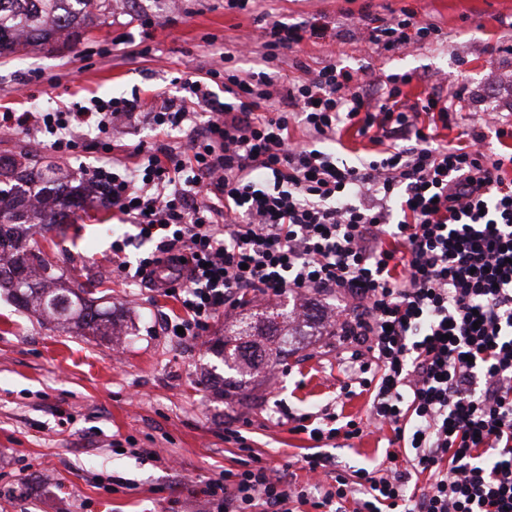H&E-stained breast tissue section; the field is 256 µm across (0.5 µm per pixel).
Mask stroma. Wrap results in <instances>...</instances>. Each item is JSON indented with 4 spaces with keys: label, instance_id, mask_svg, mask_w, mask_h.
I'll return each mask as SVG.
<instances>
[{
    "label": "stroma",
    "instance_id": "35a3bbf8",
    "mask_svg": "<svg viewBox=\"0 0 512 512\" xmlns=\"http://www.w3.org/2000/svg\"><path fill=\"white\" fill-rule=\"evenodd\" d=\"M403 6L441 26L443 40L383 54L347 39L336 47L337 64L363 68L374 81L411 73L409 99L438 84L463 91V117L493 108L512 123V96L501 89L512 78V0H257L250 14L225 0H126L110 25L89 29L73 47L0 58V113L54 112L135 90L174 94L180 73L205 74L238 37L258 39V15L288 23L320 17L343 31L351 15L385 17ZM144 17L154 22L146 54ZM207 34L215 44L204 42ZM34 68L47 84L22 87ZM133 231L93 202L76 223L36 235L44 257L71 281L94 282L101 305L114 307L132 335L109 342L49 329L0 290V512H204L197 489L245 456L224 439L234 417L250 416L248 444L275 477L304 484L310 441L290 432L288 416L366 413L364 396L338 397L330 338L309 327L287 337L289 355L276 375L262 368L222 385L224 366L207 344L165 335L164 317L179 311L173 297L105 278L113 239ZM389 436L377 431L345 447L331 440L325 450L340 465L370 468Z\"/></svg>",
    "mask_w": 512,
    "mask_h": 512
}]
</instances>
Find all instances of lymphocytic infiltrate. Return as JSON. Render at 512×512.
Returning a JSON list of instances; mask_svg holds the SVG:
<instances>
[{
	"instance_id": "obj_1",
	"label": "lymphocytic infiltrate",
	"mask_w": 512,
	"mask_h": 512,
	"mask_svg": "<svg viewBox=\"0 0 512 512\" xmlns=\"http://www.w3.org/2000/svg\"><path fill=\"white\" fill-rule=\"evenodd\" d=\"M261 29V67L240 71L228 50L224 71L181 77L184 97L151 112L156 139L135 146L133 166H119L109 139L144 108L136 94L4 112L0 127L46 133L71 159L88 135H105L84 175L137 229L112 242L116 275L179 303L166 335L197 340L251 296L344 298L328 321L339 391L368 394L367 420L390 426L386 466L334 469L309 452L302 468L315 483L292 487L254 455L205 482L206 512H512V126L490 111L461 127L456 93L403 100L409 73L373 83L299 61L300 78L284 77V53L325 43L330 27L267 19ZM353 31L382 52L443 37L406 7L361 14ZM219 77L221 102L208 86ZM425 115L458 127V144L436 143ZM183 127L185 143L166 142ZM349 130L377 147L356 165L332 149ZM490 137L500 150H486ZM147 241L154 251L129 267L126 249ZM365 422L306 413L292 430L347 442Z\"/></svg>"
}]
</instances>
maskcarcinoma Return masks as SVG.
Listing matches in <instances>:
<instances>
[{"mask_svg":"<svg viewBox=\"0 0 512 512\" xmlns=\"http://www.w3.org/2000/svg\"><path fill=\"white\" fill-rule=\"evenodd\" d=\"M111 16L112 0H0V58L68 48ZM92 192L88 185L68 184L55 164L26 167L0 157V288L11 289L18 307L50 323L110 340L118 335L112 310L85 297L83 287L67 284L63 268L31 245L37 231L72 223ZM294 315L273 309L240 320L217 351L225 369L242 375L280 360L286 350L275 339L291 335Z\"/></svg>","mask_w":512,"mask_h":512,"instance_id":"cac0c4a2","label":"carcinoma"}]
</instances>
